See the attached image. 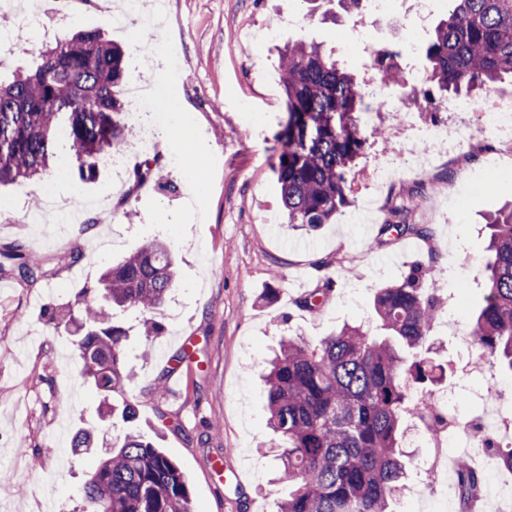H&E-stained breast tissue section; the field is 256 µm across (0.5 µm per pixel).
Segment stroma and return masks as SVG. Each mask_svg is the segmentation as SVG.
Listing matches in <instances>:
<instances>
[{"label":"stroma","mask_w":512,"mask_h":512,"mask_svg":"<svg viewBox=\"0 0 512 512\" xmlns=\"http://www.w3.org/2000/svg\"><path fill=\"white\" fill-rule=\"evenodd\" d=\"M43 14L42 28L17 41L0 64L9 75L32 63L48 42L43 27L64 36L87 28L106 30L108 39L126 51L123 87L141 80L133 43L137 20L125 31L113 30L105 13L79 8L56 22L46 0H30ZM411 0H390L384 16L355 19L337 12L323 19L308 0H171L159 32L163 42L181 52L175 74L158 80L154 95L160 106L178 99L192 137L186 150L198 171L166 169L162 182L126 198L124 212L102 215L92 228L47 224L28 218L44 207L43 189L52 186L59 212L77 197L112 205L125 198L127 180L101 168L81 181L70 143L57 144L58 163L46 176L0 188V251L22 244L43 258L76 251L78 264L54 268L32 284L0 272V470L11 477L0 484V512H40L53 499L55 512H81L79 490L105 456L122 428L108 429L92 449L73 456L68 439H55L59 426L76 432L92 426L99 404L88 387L75 353L74 323L60 312L79 314L83 289L98 285L101 272L156 237L168 240L179 260L177 284L155 318L164 330L151 342L139 336V314L116 312L114 320L128 332L125 360L134 379L127 393L138 396L135 425L154 437L190 482L193 512H278L282 486L263 450L272 432L264 409L262 373L281 340L317 341L343 324L363 326L380 335L373 300L377 288L398 282L411 264L438 254L434 283L446 303L435 321L432 348L446 368L448 382L463 380L468 395L460 401L462 419L479 413L489 377L512 399V372L491 358L471 353L481 373L460 377L463 359L459 336L484 304L481 266L488 257L485 218L512 201V154L480 140L451 156L437 157L428 172L373 185L375 160L396 156L402 143L389 137L373 144L351 174L354 198L369 197V221L351 224L346 214L315 230L286 225L272 148L286 111L278 48L305 40L335 50L356 75L365 72L357 47L339 52L338 43L356 26L372 41L409 45L422 81L423 57L444 0H432L416 40H409L404 15ZM274 30L271 38L248 45L256 25ZM207 183L195 195V176ZM428 187L417 213L433 230L431 240H384L381 227L387 205L419 180ZM325 289L321 305L302 308L301 298ZM163 382V396L151 389Z\"/></svg>","instance_id":"obj_1"}]
</instances>
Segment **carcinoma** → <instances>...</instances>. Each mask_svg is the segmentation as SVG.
I'll return each instance as SVG.
<instances>
[{
  "mask_svg": "<svg viewBox=\"0 0 512 512\" xmlns=\"http://www.w3.org/2000/svg\"><path fill=\"white\" fill-rule=\"evenodd\" d=\"M352 14L365 12L366 0H307ZM427 72L418 86L391 48L378 47L371 59L376 87L409 88L407 98L427 111L436 96L488 93L512 77V0H448L447 17L424 48ZM125 53L99 28L80 30L39 52L36 64L0 79V186L50 173L58 133L74 150L81 179L99 173L98 161L126 143L122 98ZM287 115L277 134L273 170L288 223L316 228L351 205L348 174L369 144L355 114L368 107L366 84L341 67L322 45L303 40L281 51ZM425 191L419 182L391 202L383 232L428 240L432 228L416 220ZM493 259L482 267L486 296L471 322L474 346L512 372V203L486 218ZM45 260L22 246L0 252V271L34 282L45 275ZM176 260L170 244L154 238L106 269L96 292L83 301L82 336L76 352L83 375L101 397L97 417L135 419L138 400L124 396L126 330L112 322L114 310L142 313L146 337L162 326L154 313L167 302ZM427 270L414 265L397 283L377 289L374 309L385 334L369 335L343 325L316 343L284 340L265 374V409L277 435L273 459L288 486L279 512H395L407 496L411 458L404 451L405 422L416 417L428 429L445 419L416 400L442 380L421 355L441 312L437 289ZM84 483L82 512H191L188 482L177 464L137 430L112 442ZM482 448L512 469V448L486 439ZM486 475L463 468L460 497L472 499Z\"/></svg>",
  "mask_w": 512,
  "mask_h": 512,
  "instance_id": "cac0c4a2",
  "label": "carcinoma"
}]
</instances>
